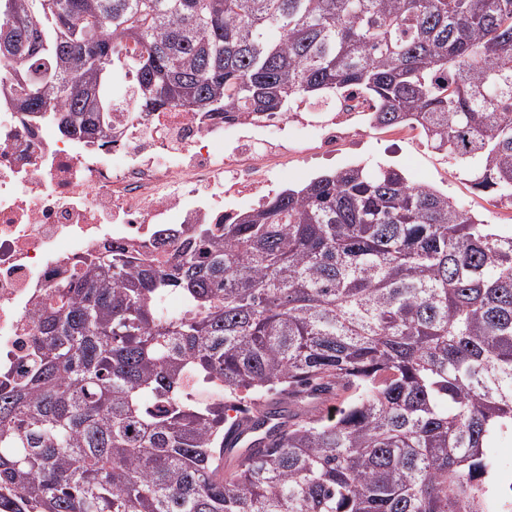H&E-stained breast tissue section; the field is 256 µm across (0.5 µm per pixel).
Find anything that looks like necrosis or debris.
Returning <instances> with one entry per match:
<instances>
[{"instance_id": "necrosis-or-debris-1", "label": "necrosis or debris", "mask_w": 512, "mask_h": 512, "mask_svg": "<svg viewBox=\"0 0 512 512\" xmlns=\"http://www.w3.org/2000/svg\"><path fill=\"white\" fill-rule=\"evenodd\" d=\"M112 142L90 146L0 103V368L27 367L37 304L81 256L120 244L164 261L196 224H219L223 205H255L273 165L300 154L302 131L326 152L356 132L365 107L275 118L214 112H138L129 88L112 94Z\"/></svg>"}]
</instances>
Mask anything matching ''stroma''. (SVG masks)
I'll return each mask as SVG.
<instances>
[{"mask_svg": "<svg viewBox=\"0 0 512 512\" xmlns=\"http://www.w3.org/2000/svg\"><path fill=\"white\" fill-rule=\"evenodd\" d=\"M350 165L398 168L409 181L448 194L458 207L486 223L512 225V189L486 193L473 188L460 163L435 153L420 131L410 128L375 130L362 126L355 140L343 145L333 156L308 147L296 158L284 160L275 170L271 190L276 193L297 188L319 175Z\"/></svg>", "mask_w": 512, "mask_h": 512, "instance_id": "35a3bbf8", "label": "stroma"}]
</instances>
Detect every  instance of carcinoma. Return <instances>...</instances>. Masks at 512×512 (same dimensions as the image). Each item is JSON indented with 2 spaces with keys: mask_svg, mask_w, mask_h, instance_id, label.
<instances>
[{
  "mask_svg": "<svg viewBox=\"0 0 512 512\" xmlns=\"http://www.w3.org/2000/svg\"><path fill=\"white\" fill-rule=\"evenodd\" d=\"M5 29L10 105L65 136L112 139L122 70L140 112L356 96L512 187V0H0ZM221 228L161 266L92 253L52 289L29 369L0 371V512H496L512 230L359 165ZM245 401L259 437L227 472Z\"/></svg>",
  "mask_w": 512,
  "mask_h": 512,
  "instance_id": "obj_1",
  "label": "carcinoma"
}]
</instances>
